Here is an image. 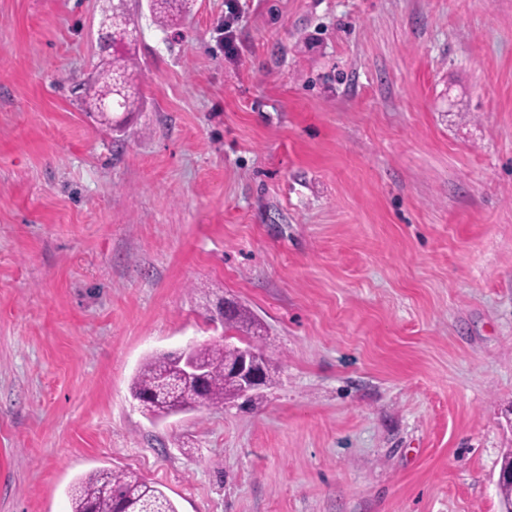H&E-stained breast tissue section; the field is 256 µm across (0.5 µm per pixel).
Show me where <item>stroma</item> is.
<instances>
[{
  "instance_id": "obj_1",
  "label": "stroma",
  "mask_w": 512,
  "mask_h": 512,
  "mask_svg": "<svg viewBox=\"0 0 512 512\" xmlns=\"http://www.w3.org/2000/svg\"><path fill=\"white\" fill-rule=\"evenodd\" d=\"M189 0L127 135L103 0H0V512L136 472L178 512H501L512 0ZM259 319L274 385L153 421L150 355ZM119 34L112 27V17H100L97 25V44L101 56H112V48L119 43ZM137 41V40H136ZM136 41L129 42L122 49L131 47ZM127 51H119L112 60V67L104 62L99 66L96 77L92 83L83 88L82 100L86 105L88 114L96 117L101 125L112 126L111 111L105 110L103 104L112 97L113 78L115 76L121 79L123 85L122 106L117 107L114 112H133L137 109L140 101V92L135 76V55H129ZM232 305L233 302L227 299H222L217 304L220 317L224 316V328L227 330L234 329L244 333V336H247L251 340L250 343L262 349L265 338L259 335L261 334V327L247 308L242 307L238 303L230 313L224 315V310Z\"/></svg>"
}]
</instances>
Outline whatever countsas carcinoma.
<instances>
[{"instance_id": "carcinoma-1", "label": "carcinoma", "mask_w": 512, "mask_h": 512, "mask_svg": "<svg viewBox=\"0 0 512 512\" xmlns=\"http://www.w3.org/2000/svg\"><path fill=\"white\" fill-rule=\"evenodd\" d=\"M149 12L154 24L163 28L174 26L182 19V4L180 0H149ZM116 76L123 85L122 106L117 111L132 112L140 101L134 55L120 51L112 64H101L92 83L83 88L82 100L87 113L95 116L101 125H112L111 112L103 104L112 97ZM224 328L244 333L259 348L264 346L259 323L240 305L224 315ZM234 355L235 350L222 342L194 346L195 359L204 370L202 406L219 407L242 398L236 382L225 374V363ZM176 356L175 352L151 356L134 377L133 396L143 401L145 410L154 417L196 408L195 391L183 383ZM123 502L131 504L137 512H177L163 491L133 471L100 469L71 488V512H122Z\"/></svg>"}]
</instances>
